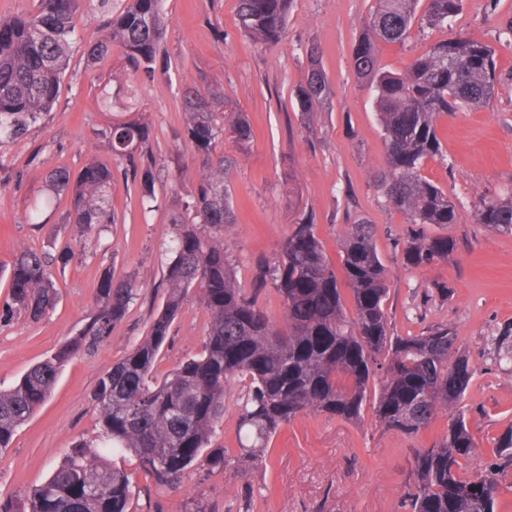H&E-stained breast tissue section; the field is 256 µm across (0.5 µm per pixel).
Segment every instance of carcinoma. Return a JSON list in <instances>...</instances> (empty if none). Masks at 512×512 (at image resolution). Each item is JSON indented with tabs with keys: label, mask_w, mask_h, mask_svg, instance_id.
Wrapping results in <instances>:
<instances>
[{
	"label": "carcinoma",
	"mask_w": 512,
	"mask_h": 512,
	"mask_svg": "<svg viewBox=\"0 0 512 512\" xmlns=\"http://www.w3.org/2000/svg\"><path fill=\"white\" fill-rule=\"evenodd\" d=\"M83 0H38V7L0 17V147L15 142L51 111L67 68L70 40ZM463 0H378L366 30L353 49L355 72L373 93V104L387 146L376 183L385 205L404 213L413 225L403 250L410 267L429 266L455 250L445 235L427 234L424 226L456 221V203L443 188L423 178L425 160L442 156L436 120L446 112L486 107L495 98L498 79L494 50L463 33L432 44L402 71L378 64L377 44L404 43L413 25L422 30L448 26ZM290 0H237L238 27L254 42L278 44ZM107 15L106 34L87 48L101 59L112 46L123 49L134 70L151 71L166 25L162 0H99ZM307 69L294 95L299 111L316 112L331 91L319 52L306 51ZM218 96L196 85L183 90L188 115L181 137L214 170L199 178L184 209L171 218L174 234L164 278L168 294L146 335L98 380L91 402L99 433L82 441L42 485L17 503L0 502V512H130L135 499L129 474L112 457L130 454L161 486H175L190 472L232 467L248 472L261 461L271 439L304 414H327L346 421L373 408L386 431L414 436L442 407L464 400L474 374L448 387V367L469 364L458 336L447 324L418 335L391 331L386 302L389 285L375 244L374 227L347 224L341 239L344 282L330 266L313 225H294L280 259L269 268L257 265L250 289L234 277L220 232L231 223L224 170L232 160L212 156L223 133L243 149L252 138L248 120L234 113L229 128L220 124ZM113 157L132 167L141 202L155 199L153 162L136 161L135 151L149 138L138 121L114 122L103 132ZM53 189L71 190L69 223L91 230L112 221L107 208L112 168L85 166L76 180L66 170L51 175ZM57 196L34 204L26 219L42 223ZM477 221L499 234L512 235V195L480 198ZM8 293L0 302V323L20 313L36 320L54 304L57 288L44 253L23 249L6 272ZM273 285L284 311L277 327L260 305V294ZM352 296L346 312L342 287ZM200 291L209 324L200 353L158 379L154 369L186 293ZM137 296L132 277L107 271L97 288L98 307L87 323L55 353L33 365L10 389L0 391V450L10 447L17 430L47 401L62 368L78 352L106 341ZM497 359L512 364V329L494 337ZM244 383L239 408L240 448L235 454L213 444L224 418L226 385ZM476 443L465 413L457 412L448 433L411 461L407 512H495L501 477L512 467V423L495 438L496 462L486 473L468 475L462 463Z\"/></svg>",
	"instance_id": "cac0c4a2"
}]
</instances>
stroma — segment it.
<instances>
[{
	"label": "stroma",
	"mask_w": 512,
	"mask_h": 512,
	"mask_svg": "<svg viewBox=\"0 0 512 512\" xmlns=\"http://www.w3.org/2000/svg\"><path fill=\"white\" fill-rule=\"evenodd\" d=\"M375 3L292 0L284 38L268 48L240 32L236 0H163L167 24L158 61L168 69L149 74L133 72L117 47L88 61L83 50L103 38L105 16L98 0H86L56 104L19 140L0 148V270L22 249L43 251L59 290L55 308L42 319L21 316L0 324V390L11 388L84 325L105 271L134 277L138 297L108 340L64 367L50 399L0 452L1 501L44 483L76 442L97 434L91 391L145 336L166 298L171 217L206 170L179 136L186 121L182 91L194 84L223 93L253 130L246 150L229 140L220 147L235 160L224 173L234 220L220 237L238 282L250 285L257 263L274 264L292 224L301 220L314 224L332 268H339L343 225L366 219L386 268L395 334L450 324L475 367L462 402L477 442L466 472L493 462V439L512 422V370L498 366L491 343L512 325V235L478 224L474 205L512 191V42L500 35L512 21V0H463L449 28L379 46L380 65L390 71L405 68L430 43L454 32L495 50L500 85L493 102L441 115L443 156L422 166V176L457 204L455 223L426 228L429 235L453 238L456 250L427 267L405 265L408 220L387 208L371 178L384 163L386 146L370 91L355 74L352 50ZM312 47L322 56L331 96L320 111L305 115L293 90ZM106 84L133 90L132 105L98 111L94 101ZM132 119L150 127L142 146L155 161L156 201L149 212L103 135L112 121ZM93 161L112 167L113 223L81 232L67 221L65 192L41 223H27L29 206L46 194L54 170L75 175ZM66 245L72 254L63 263L57 255ZM444 286L449 296L441 295ZM208 322L197 291H189L157 375L201 350ZM451 416L440 409L425 429L407 437L383 431L369 409L353 422L302 415L273 437L262 465L250 473L197 471L175 489L157 487L133 457L115 463L130 475L138 512H185L197 499L208 512H405L413 454L443 438Z\"/></svg>",
	"instance_id": "35a3bbf8"
}]
</instances>
